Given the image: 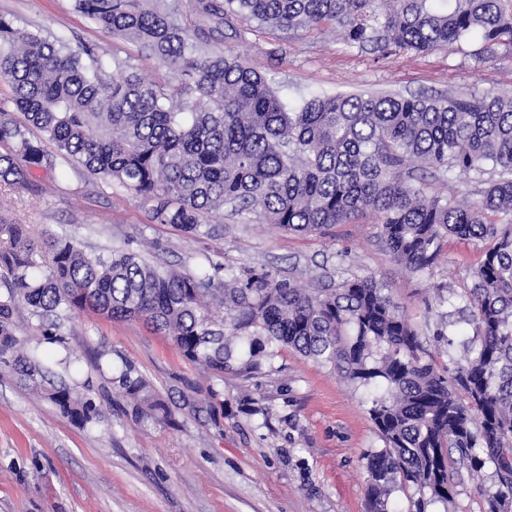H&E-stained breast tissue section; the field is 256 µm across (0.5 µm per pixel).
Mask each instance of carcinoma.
Returning <instances> with one entry per match:
<instances>
[{
	"mask_svg": "<svg viewBox=\"0 0 512 512\" xmlns=\"http://www.w3.org/2000/svg\"><path fill=\"white\" fill-rule=\"evenodd\" d=\"M96 27L137 44L169 73L147 81L130 61L54 39L0 15V82L26 124L0 108V183L32 186L62 160L116 182L148 206L151 222L186 237L227 211L289 233L320 234L370 212L378 238L414 272L432 269L450 236L485 244L463 297L438 289L450 318L469 311L465 362L439 371L422 334L372 278L305 288L266 267L224 270L206 260L179 271L120 250L89 255L66 236L46 240L36 272L25 226L0 214V364L40 384L37 347L15 334L25 319L57 342L54 317L87 311L138 320L167 336L215 382L271 362L285 347L362 387H378L368 414L385 449L366 455L371 512H390V484L421 494L416 512L450 501L448 467L494 466L487 512H512V97L312 93L288 103L231 49L209 50L224 30L256 24L285 34L331 24L344 41L384 55L428 53L477 38L491 58L512 47L507 0H71ZM463 174L478 200L424 192L426 180ZM224 276H219V271ZM138 416H169L130 368H119ZM85 427L94 398L45 390Z\"/></svg>",
	"mask_w": 512,
	"mask_h": 512,
	"instance_id": "carcinoma-1",
	"label": "carcinoma"
}]
</instances>
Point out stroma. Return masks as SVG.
<instances>
[{"label":"stroma","instance_id":"35a3bbf8","mask_svg":"<svg viewBox=\"0 0 512 512\" xmlns=\"http://www.w3.org/2000/svg\"><path fill=\"white\" fill-rule=\"evenodd\" d=\"M0 14L62 40H80L107 58H134L145 79L166 77L153 60L138 57L134 44L73 12L70 0H0ZM227 47L291 101L362 91L512 96V49L483 60L477 40L383 56L348 46L328 26L289 36L245 29L211 44L216 52ZM0 204L27 225L38 246L56 234L76 239L92 255L131 251L180 270L196 269L207 258L225 268L264 265L308 288L324 272L368 276L386 285L423 330L438 368L466 355L464 337L450 345L437 339L436 298L442 288L452 294L470 288L483 257L480 243L449 239L433 270L416 273L383 248L370 214L321 236L226 216L213 233L189 239L171 225L150 223L140 199L120 185L65 162L54 172H38L33 190L0 185ZM60 334V345L25 325L17 336L40 347L47 380L65 379L94 396L101 418L76 425L40 391L0 368V512H370L363 456L383 442L367 413L369 389L284 348L257 373L225 375L224 409L214 417L202 410L208 377L142 322L70 313ZM104 349L114 363H129L150 381L168 404L170 420L134 418L117 375L95 365ZM65 357L72 361L67 370L59 364ZM450 483V501L432 502L427 512H485L498 490L489 465L478 474L453 466Z\"/></svg>","mask_w":512,"mask_h":512}]
</instances>
